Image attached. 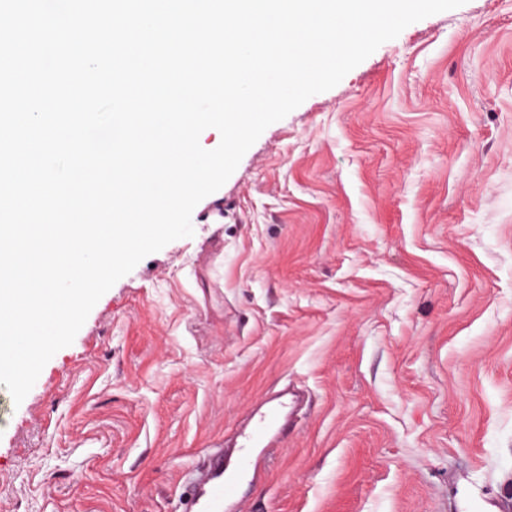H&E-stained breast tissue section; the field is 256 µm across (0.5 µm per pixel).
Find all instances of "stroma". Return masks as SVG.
<instances>
[{"label": "stroma", "mask_w": 512, "mask_h": 512, "mask_svg": "<svg viewBox=\"0 0 512 512\" xmlns=\"http://www.w3.org/2000/svg\"><path fill=\"white\" fill-rule=\"evenodd\" d=\"M21 404L0 512H186L262 399L303 403L246 512L512 503V0L406 27L270 125Z\"/></svg>", "instance_id": "35a3bbf8"}]
</instances>
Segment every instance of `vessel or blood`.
<instances>
[{
  "instance_id": "obj_1",
  "label": "vessel or blood",
  "mask_w": 512,
  "mask_h": 512,
  "mask_svg": "<svg viewBox=\"0 0 512 512\" xmlns=\"http://www.w3.org/2000/svg\"><path fill=\"white\" fill-rule=\"evenodd\" d=\"M293 410L287 396L262 400L254 423L240 436L238 451L215 446L205 449L202 470L191 469L185 480L192 489L190 512H221L241 479L257 483L266 477L267 466L279 452V438L288 427Z\"/></svg>"
}]
</instances>
